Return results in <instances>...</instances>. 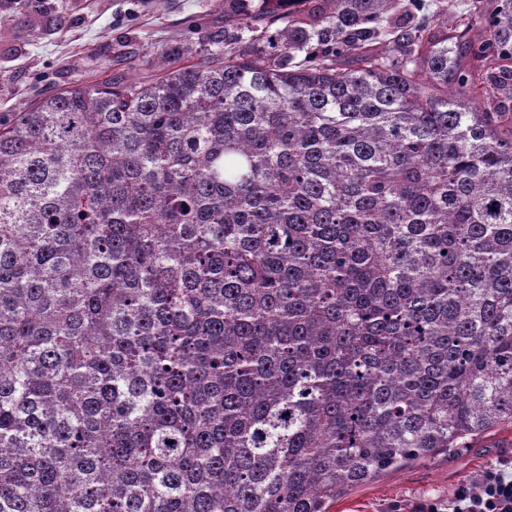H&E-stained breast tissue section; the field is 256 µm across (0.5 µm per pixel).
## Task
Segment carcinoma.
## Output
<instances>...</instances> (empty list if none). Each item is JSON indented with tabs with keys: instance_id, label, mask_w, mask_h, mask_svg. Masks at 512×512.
Listing matches in <instances>:
<instances>
[{
	"instance_id": "obj_1",
	"label": "carcinoma",
	"mask_w": 512,
	"mask_h": 512,
	"mask_svg": "<svg viewBox=\"0 0 512 512\" xmlns=\"http://www.w3.org/2000/svg\"><path fill=\"white\" fill-rule=\"evenodd\" d=\"M0 116V512H330L512 426V0H224Z\"/></svg>"
}]
</instances>
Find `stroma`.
Here are the masks:
<instances>
[{
    "label": "stroma",
    "instance_id": "35a3bbf8",
    "mask_svg": "<svg viewBox=\"0 0 512 512\" xmlns=\"http://www.w3.org/2000/svg\"><path fill=\"white\" fill-rule=\"evenodd\" d=\"M48 10L0 0V113L66 83L103 79L105 61L146 60L158 48L224 27V0H47ZM512 455V427L384 473L345 493L331 512H415L447 501L461 484Z\"/></svg>",
    "mask_w": 512,
    "mask_h": 512
}]
</instances>
